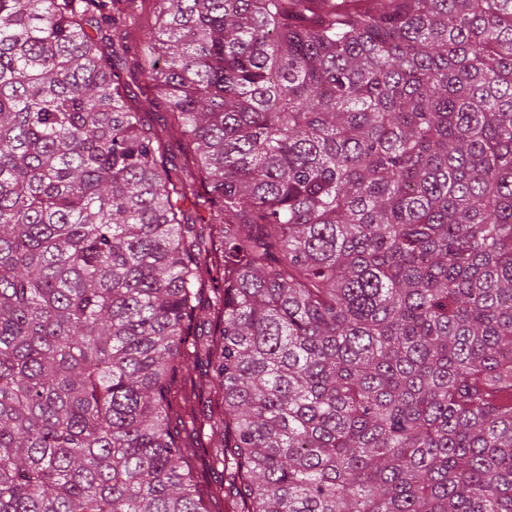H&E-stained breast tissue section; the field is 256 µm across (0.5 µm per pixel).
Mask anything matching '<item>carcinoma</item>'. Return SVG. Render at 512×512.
I'll list each match as a JSON object with an SVG mask.
<instances>
[{"label":"carcinoma","instance_id":"cac0c4a2","mask_svg":"<svg viewBox=\"0 0 512 512\" xmlns=\"http://www.w3.org/2000/svg\"><path fill=\"white\" fill-rule=\"evenodd\" d=\"M226 499L512 512V0H0V512Z\"/></svg>","mask_w":512,"mask_h":512}]
</instances>
